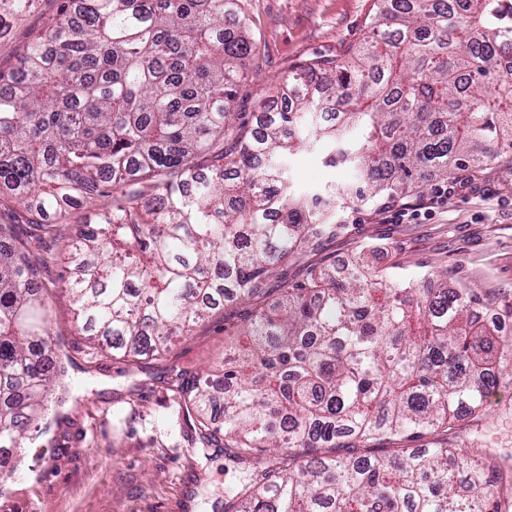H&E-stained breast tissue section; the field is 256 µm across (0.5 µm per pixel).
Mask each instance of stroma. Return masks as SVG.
I'll use <instances>...</instances> for the list:
<instances>
[{
	"instance_id": "obj_1",
	"label": "stroma",
	"mask_w": 512,
	"mask_h": 512,
	"mask_svg": "<svg viewBox=\"0 0 512 512\" xmlns=\"http://www.w3.org/2000/svg\"><path fill=\"white\" fill-rule=\"evenodd\" d=\"M374 0H239L254 35L247 78L236 88L234 121H252L274 93L276 80L300 60L343 57L368 32ZM59 0H38L0 40V68L12 67L24 45L55 17ZM293 189L312 194L352 182V173L324 163L321 145L288 159ZM447 200L435 197V178L373 206L336 212L341 229L268 280L266 299L284 283L302 281L319 264L342 261L371 247L375 265L393 277L447 270L452 284L512 295V152L483 171L461 167L444 178ZM58 267L43 282L49 292L48 348L65 355L70 393L49 406L48 429L17 463L0 493V512H212L242 468L217 448H203L184 426L172 387L216 370L253 309L230 305L200 321L161 357L126 362L90 355L73 326L74 313ZM460 447L512 456V382L502 383L479 424L461 421Z\"/></svg>"
}]
</instances>
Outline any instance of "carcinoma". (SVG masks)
Returning <instances> with one entry per match:
<instances>
[{"label":"carcinoma","mask_w":512,"mask_h":512,"mask_svg":"<svg viewBox=\"0 0 512 512\" xmlns=\"http://www.w3.org/2000/svg\"><path fill=\"white\" fill-rule=\"evenodd\" d=\"M36 2L0 0V36ZM374 4L371 37L296 64L244 126L238 0H62L0 69V208L50 231L80 198H112L98 231L56 254L92 350L161 356L336 236L326 201L374 203L512 150V0ZM308 123L363 185L292 189ZM423 278L433 287L387 275L364 248L342 273L316 268L255 309L222 376L176 385L202 445L233 462L281 453L217 512H512V466L450 441L397 447L478 421L512 378V299L450 286L446 270ZM47 321L30 240L0 224V448H21L62 387L61 361L35 352Z\"/></svg>","instance_id":"carcinoma-1"}]
</instances>
